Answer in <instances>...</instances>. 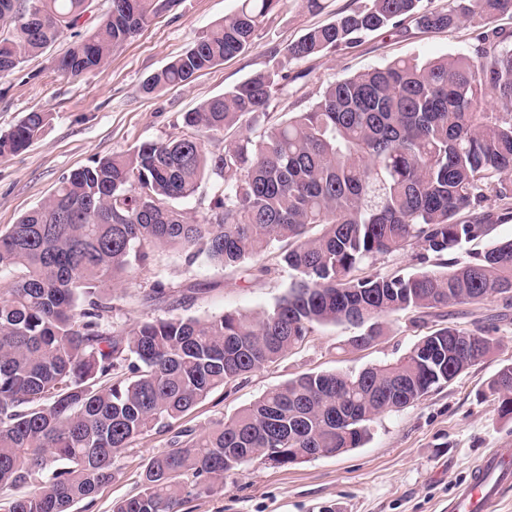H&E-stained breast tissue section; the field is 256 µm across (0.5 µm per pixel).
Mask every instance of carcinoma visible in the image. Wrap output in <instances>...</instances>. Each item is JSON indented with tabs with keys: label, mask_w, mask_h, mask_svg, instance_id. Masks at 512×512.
Instances as JSON below:
<instances>
[{
	"label": "carcinoma",
	"mask_w": 512,
	"mask_h": 512,
	"mask_svg": "<svg viewBox=\"0 0 512 512\" xmlns=\"http://www.w3.org/2000/svg\"><path fill=\"white\" fill-rule=\"evenodd\" d=\"M282 0H240L236 13L143 84L188 82L248 50ZM363 0L312 28L259 71L184 115L189 132L149 141L64 177L54 193L0 230V490L6 512H72L116 475L114 459L173 426L212 392L274 363L317 326L361 329L371 345L399 312L512 299V239L468 262L445 261L488 234L493 202L512 220V45L493 31L472 53L398 59L329 84L281 121L269 107L299 75L293 61L323 56L411 19L426 31L486 26L512 0ZM179 0H111L56 68L74 76L102 66L153 17ZM89 0H0V78L41 56L80 25ZM29 112L0 135V157L30 147L49 122ZM224 151L205 139L231 128ZM224 180L204 222L177 202L202 181ZM280 244L294 282L267 310L173 315L109 327L112 288L154 249L188 263L237 267ZM420 248L424 266L360 277L369 259ZM482 328L445 326L393 363L357 373H309L196 434L173 431L152 457L138 494L112 512H182L244 464L288 467L311 450L335 456L362 446L377 417L414 403L489 356ZM512 420V364L488 382Z\"/></svg>",
	"instance_id": "1"
}]
</instances>
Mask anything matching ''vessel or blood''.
Listing matches in <instances>:
<instances>
[{
	"mask_svg": "<svg viewBox=\"0 0 512 512\" xmlns=\"http://www.w3.org/2000/svg\"><path fill=\"white\" fill-rule=\"evenodd\" d=\"M512 490V450L494 448L471 468L453 496L449 512H490L498 498Z\"/></svg>",
	"mask_w": 512,
	"mask_h": 512,
	"instance_id": "vessel-or-blood-1",
	"label": "vessel or blood"
}]
</instances>
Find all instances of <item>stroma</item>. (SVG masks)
I'll return each mask as SVG.
<instances>
[{"instance_id":"stroma-1","label":"stroma","mask_w":512,"mask_h":512,"mask_svg":"<svg viewBox=\"0 0 512 512\" xmlns=\"http://www.w3.org/2000/svg\"><path fill=\"white\" fill-rule=\"evenodd\" d=\"M361 2L324 0V9L311 13L299 0H283L248 51L197 73L187 84L153 94L143 92V82L233 15L239 0H180L152 18L104 66L78 76L54 65L73 41L63 35L43 55L0 79V134L27 113L51 115L28 149L0 157V230L50 196L72 171L144 142L181 134L186 112L272 67L276 50ZM478 33L472 26L425 32L409 22L397 32H377L324 57L293 63V70L303 74L301 89L274 101L271 116L279 120L302 111L335 80L397 59L470 53ZM262 262L268 272L255 278L239 267L221 268L203 259L191 265L181 253L157 250L149 264L132 270L116 288L111 323L131 326L170 315L204 317L270 308L287 293L291 273L278 250ZM158 281L170 287L171 296L145 301ZM388 323L389 331L366 349L347 346V339L357 333L353 326L317 327L275 364L211 394L181 424L204 432L301 374L358 372L394 362L422 336L448 325L484 328L500 345L453 381L375 419L363 447L295 466L243 465L225 475L220 493L191 498L186 512H448L474 462L489 449L512 446V420L500 418L498 404L487 391L497 371L512 363V303L496 296L430 311L420 322L413 313L400 312L389 316ZM168 439V433L152 432L121 451L112 482L99 490L92 506L77 503L75 512H112L113 503L138 493L144 465L167 450Z\"/></svg>"}]
</instances>
